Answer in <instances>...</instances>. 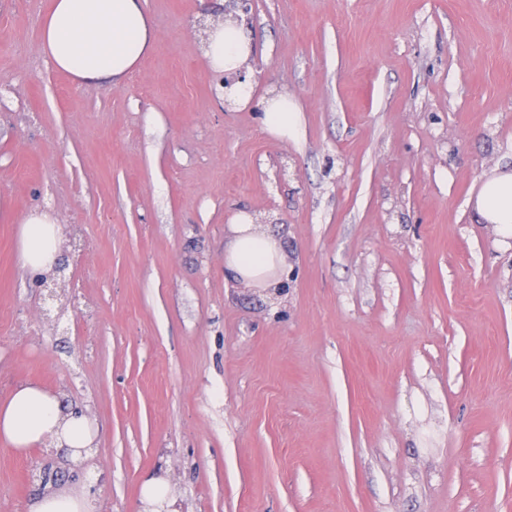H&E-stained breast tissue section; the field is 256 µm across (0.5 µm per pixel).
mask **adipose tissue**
<instances>
[{"instance_id":"adipose-tissue-1","label":"adipose tissue","mask_w":512,"mask_h":512,"mask_svg":"<svg viewBox=\"0 0 512 512\" xmlns=\"http://www.w3.org/2000/svg\"><path fill=\"white\" fill-rule=\"evenodd\" d=\"M52 66L83 81H113L136 68L150 51L154 35L139 0H53L41 28ZM204 56L217 76L238 72L250 57L247 39L235 27L206 34ZM481 221L512 233V172L503 171L483 184L474 201ZM61 239L46 216L23 220L21 259L31 272L50 271ZM280 243L238 217L228 228L224 271L232 279L277 289L282 282ZM0 441L15 453L30 448L69 449L81 459L93 439L87 418L64 409L58 399L35 385L19 386L0 404Z\"/></svg>"}]
</instances>
